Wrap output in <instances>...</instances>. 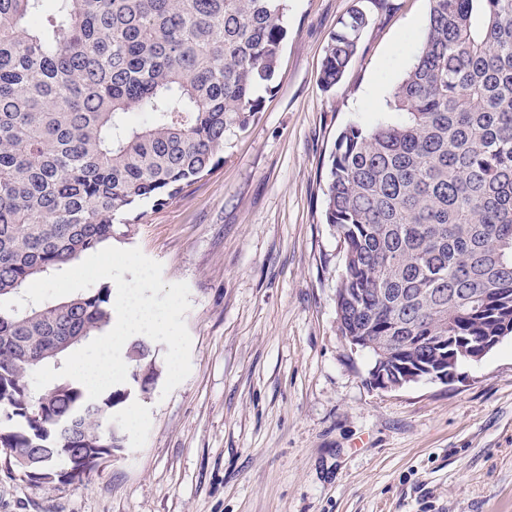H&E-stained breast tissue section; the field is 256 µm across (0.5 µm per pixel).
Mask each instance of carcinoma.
<instances>
[{"label":"carcinoma","instance_id":"1","mask_svg":"<svg viewBox=\"0 0 512 512\" xmlns=\"http://www.w3.org/2000/svg\"><path fill=\"white\" fill-rule=\"evenodd\" d=\"M0 0V301L125 235L210 174L272 92L287 0ZM425 36L389 100L332 154L325 223L344 245L341 336L373 342L386 377L435 362L427 336H464L457 364L512 336V0H430ZM368 16L352 10L328 44L335 86ZM90 288L0 310V447L37 484L83 480L124 447L119 385L91 400L58 378L32 390V361L56 370L112 322ZM132 381L160 377L145 339Z\"/></svg>","mask_w":512,"mask_h":512}]
</instances>
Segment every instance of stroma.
Returning a JSON list of instances; mask_svg holds the SVG:
<instances>
[{"mask_svg":"<svg viewBox=\"0 0 512 512\" xmlns=\"http://www.w3.org/2000/svg\"><path fill=\"white\" fill-rule=\"evenodd\" d=\"M369 18L341 81L325 50ZM429 0H288L274 89L224 161L147 208L115 247L187 283L191 373L132 391L123 448L82 482L39 486L0 449V512H512V337L454 381L370 385L336 320L339 235L323 219L334 143L387 101Z\"/></svg>","mask_w":512,"mask_h":512,"instance_id":"35a3bbf8","label":"stroma"}]
</instances>
